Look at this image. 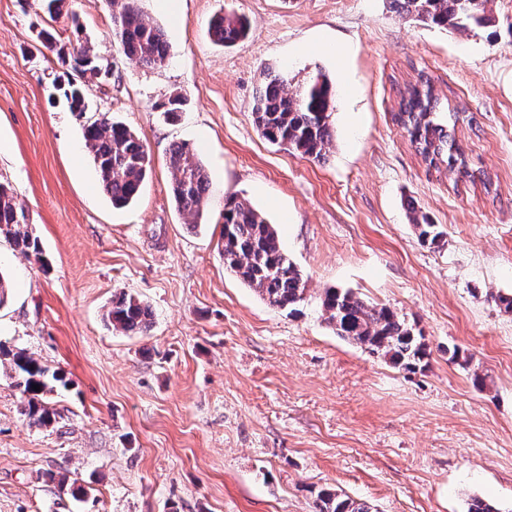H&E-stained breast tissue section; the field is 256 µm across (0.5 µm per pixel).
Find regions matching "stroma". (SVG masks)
Masks as SVG:
<instances>
[{
    "instance_id": "stroma-1",
    "label": "stroma",
    "mask_w": 512,
    "mask_h": 512,
    "mask_svg": "<svg viewBox=\"0 0 512 512\" xmlns=\"http://www.w3.org/2000/svg\"><path fill=\"white\" fill-rule=\"evenodd\" d=\"M169 43L164 65L124 59L107 0H65L54 28L81 27L106 74L92 112L144 141L151 171L113 208L36 42L37 0H0V176L30 213L36 262L0 237V347L62 372L57 426L28 425L0 360V512H314L331 488L373 512H512V0L488 27L425 26L391 0H137ZM239 14L248 38L215 44L211 19ZM336 84L324 162L267 141L251 108L268 71ZM425 72L456 137L492 182L430 170L393 115ZM181 94L177 121L155 105ZM192 145L209 178L201 224L175 207L167 156ZM250 200L307 281L295 313L224 267L220 216ZM414 202L438 245L410 223ZM330 288L387 306L430 350L409 373L336 336ZM153 312L146 336L112 328L120 292ZM458 348L450 360L449 348ZM481 374L484 386L472 377ZM62 472L84 487L48 482ZM409 219L418 231V239L421 243L429 246L439 244L443 237V232L438 224H434L431 218L419 210L414 204L408 207Z\"/></svg>"
}]
</instances>
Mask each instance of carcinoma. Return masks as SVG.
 <instances>
[{"label": "carcinoma", "mask_w": 512, "mask_h": 512, "mask_svg": "<svg viewBox=\"0 0 512 512\" xmlns=\"http://www.w3.org/2000/svg\"><path fill=\"white\" fill-rule=\"evenodd\" d=\"M137 0H110L112 35L121 54L147 67L163 65L168 59L164 31L146 20ZM487 0H393L398 13L430 27L468 30L492 22L486 15ZM215 43L230 46L246 38L249 26L240 16L215 18L210 24ZM69 45H61L55 32L43 28L39 43L56 52L63 64L81 74L98 75L101 67L94 50L80 34L73 32ZM70 112L81 118L89 111L85 84L70 81L58 86ZM336 108L335 84L317 70L303 88L288 90V74H264L254 97L252 117L260 134L269 142L288 147L316 161L325 159L333 141L331 116ZM170 119L179 117L182 98L174 93L155 105ZM396 121L405 129L416 153L427 168L458 171L469 175L467 161L455 138L458 117L445 108L431 81L420 78L407 89ZM84 145L99 174L103 191L112 206L123 208L139 195L150 170V158L143 140L126 125L103 113L84 127ZM170 192L177 209L198 223L207 205L208 178L195 149L178 143L169 150ZM409 219L418 239L429 246L438 244L443 231L415 205L408 207ZM29 217L12 185L0 180V235L9 237L23 255L41 260L39 240L28 230ZM221 253L224 267L269 305L289 312L305 299L306 280L282 248L277 231L263 213L247 199L233 196L224 204L221 225ZM326 320L340 338L364 347L408 372L423 370L429 357L422 333L387 306L369 305L350 289H329L322 299ZM112 327L126 334L145 335L152 324V311L139 297L121 292L112 299L107 313ZM12 384L24 402L23 415L31 426L48 428L60 412L48 394L63 381L59 372L19 350L10 358ZM40 386V390L32 386ZM315 512H372L360 500L332 490L318 491Z\"/></svg>", "instance_id": "cac0c4a2"}]
</instances>
